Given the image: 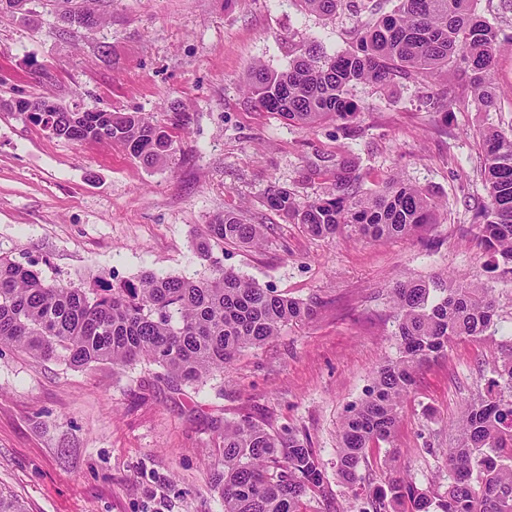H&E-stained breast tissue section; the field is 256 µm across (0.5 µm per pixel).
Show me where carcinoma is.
<instances>
[{
	"instance_id": "obj_1",
	"label": "carcinoma",
	"mask_w": 512,
	"mask_h": 512,
	"mask_svg": "<svg viewBox=\"0 0 512 512\" xmlns=\"http://www.w3.org/2000/svg\"><path fill=\"white\" fill-rule=\"evenodd\" d=\"M296 2L327 18L360 10L358 0ZM352 39L355 46L332 54L318 45L297 47L281 72L254 65L247 94L262 110L314 130L355 118L358 107L349 92L359 83L379 90L399 79L427 83L461 58L478 110L498 107L491 71L512 39L501 38L482 19L473 0H397L391 13L357 22ZM49 121L58 138L104 137L149 167L174 153L167 130L138 112H51ZM479 146L486 192L477 212L480 244L494 258L491 271L512 276V133L482 131ZM264 205L324 240L343 232L371 241L411 237L438 223V204L423 189L391 178L366 191L345 159L336 163L332 192L301 204L288 190L272 187ZM265 242L264 225L227 210L206 225L194 249L210 259L214 248L227 243L259 249ZM392 303L399 354L375 373L366 397L349 408L341 425L336 474L351 487L368 449L392 438L420 368L447 352L452 339L484 335L496 316L493 289L476 278L407 277L392 289ZM312 314L311 306L217 260L204 279L145 272L135 281L85 290L48 283L31 266L0 255V346L74 367L148 362L179 384H193L224 372L242 351L273 341ZM492 372L487 394L456 423L444 491L393 479L369 493L365 512H512V353ZM220 437L223 458L213 478L224 512H307L304 499L322 486L324 469L301 439L290 431L275 435L248 419L224 421Z\"/></svg>"
}]
</instances>
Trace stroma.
Segmentation results:
<instances>
[{"label":"stroma","mask_w":512,"mask_h":512,"mask_svg":"<svg viewBox=\"0 0 512 512\" xmlns=\"http://www.w3.org/2000/svg\"><path fill=\"white\" fill-rule=\"evenodd\" d=\"M102 17L63 23L55 0L0 10V102L46 96L85 109L139 112L167 128L175 153L153 167L107 139L56 138L0 109V253L49 281L82 288L143 272L205 278L194 238L225 210L265 225L262 248L215 250L225 268L312 305L309 321L241 353L223 375L172 386L137 364L73 368L0 347V487L27 512H224L212 480L224 421L289 428L323 463L307 512H361L364 486L393 475L432 483L461 411L485 394L492 363L512 351V279L489 277L475 213L485 192L478 130L512 129V50L496 59L499 108L478 111L463 62L432 84L399 81L382 92L354 86L359 114L347 129L309 132L248 98L255 64L280 71L289 45L350 47L348 15L327 19L295 0H90ZM459 89L442 108L434 95ZM182 113L185 125L172 123ZM348 157L374 189L389 177L441 202L419 235L379 242L325 241L269 210V187L306 202L329 191ZM490 280L496 324L456 339L426 363L402 401L391 442L370 448L360 484L336 477L342 417L378 368L398 354L391 290L403 277Z\"/></svg>","instance_id":"obj_1"}]
</instances>
